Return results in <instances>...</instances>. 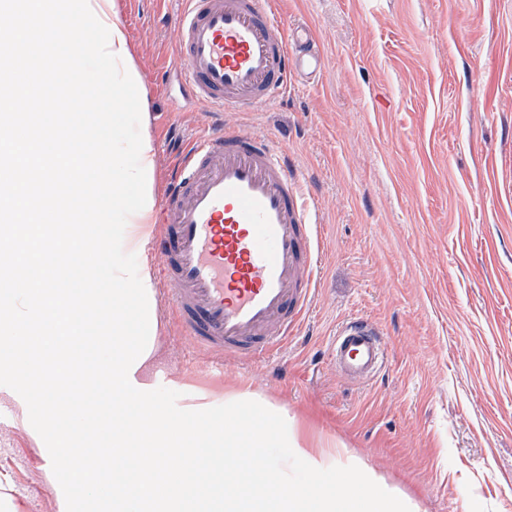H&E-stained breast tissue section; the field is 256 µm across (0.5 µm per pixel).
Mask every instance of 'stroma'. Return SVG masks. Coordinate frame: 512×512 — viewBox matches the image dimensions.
Segmentation results:
<instances>
[{"mask_svg":"<svg viewBox=\"0 0 512 512\" xmlns=\"http://www.w3.org/2000/svg\"><path fill=\"white\" fill-rule=\"evenodd\" d=\"M115 3L157 195L186 143L226 119L285 153L322 236L309 311L255 363L212 374L214 356L159 308V386L250 389L419 512H512V0H273L282 23L311 28L320 71L226 118L181 79L178 0ZM360 317L387 360L352 384L328 346ZM0 411V492L23 512H60L5 386Z\"/></svg>","mask_w":512,"mask_h":512,"instance_id":"35a3bbf8","label":"stroma"}]
</instances>
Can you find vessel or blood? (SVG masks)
I'll use <instances>...</instances> for the list:
<instances>
[{"label":"vessel or blood","instance_id":"b4317fda","mask_svg":"<svg viewBox=\"0 0 512 512\" xmlns=\"http://www.w3.org/2000/svg\"><path fill=\"white\" fill-rule=\"evenodd\" d=\"M184 82L221 112H252L311 77L308 28H283L269 0H181ZM156 278L180 334L217 357L253 360L285 342L309 308L319 249L314 207L266 137L221 125L182 150L158 213ZM337 374L370 379L386 350L370 324H342Z\"/></svg>","mask_w":512,"mask_h":512}]
</instances>
